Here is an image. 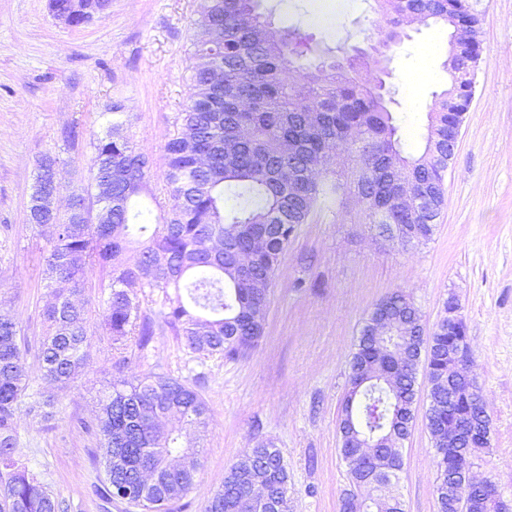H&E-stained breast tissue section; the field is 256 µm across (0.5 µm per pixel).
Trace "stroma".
I'll use <instances>...</instances> for the list:
<instances>
[{
	"instance_id": "1",
	"label": "stroma",
	"mask_w": 512,
	"mask_h": 512,
	"mask_svg": "<svg viewBox=\"0 0 512 512\" xmlns=\"http://www.w3.org/2000/svg\"><path fill=\"white\" fill-rule=\"evenodd\" d=\"M200 0H110L103 17L69 27L49 0H0V312L28 340L30 392L47 391L36 349L46 326L47 241L26 222L41 155L61 163L66 209L70 193L90 183L92 141L112 119L113 103L131 115L128 133L152 161L156 200L149 221L161 223L174 204L164 178L163 146L190 95L189 68ZM481 18L474 96L448 166L446 201L430 240L402 248L381 240L360 208L315 209L299 225L275 271L264 334L229 357L190 349L164 326L150 292H139L153 322L148 344L130 338L115 348L100 330L99 274L88 275L83 298L93 335L90 365L58 392L51 418L21 411L19 455L28 471L64 502V512H136L100 494L103 468L94 435L98 399L123 377L160 374L195 389L210 410L207 426L183 429V444L199 449L192 489L169 512H204L236 459L271 443L288 469L289 512H341L350 488L339 421L349 390L359 330L386 295L404 291L432 334L448 298L467 326V371L491 420L490 445L470 471L512 499V0H473ZM273 26L298 33L311 62L370 54L376 43L377 0H260ZM450 31L413 24L393 53L389 72L359 70L383 81L405 152L421 153L436 98L448 87ZM432 46L431 79L418 93L407 85L424 46ZM425 399L402 449L397 492L403 512H437V468L425 426Z\"/></svg>"
}]
</instances>
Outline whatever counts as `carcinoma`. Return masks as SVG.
Wrapping results in <instances>:
<instances>
[{"label": "carcinoma", "mask_w": 512, "mask_h": 512, "mask_svg": "<svg viewBox=\"0 0 512 512\" xmlns=\"http://www.w3.org/2000/svg\"><path fill=\"white\" fill-rule=\"evenodd\" d=\"M258 0H201L191 70V93L177 131L164 144L165 181L175 206L161 224L134 223L136 199L149 193L151 160L126 134L130 115L112 104V124L93 142L85 216L60 214L47 179L59 158L44 154L26 221L50 243L45 257L51 280L43 307L47 331L39 342L43 380L63 388L88 365L92 346L88 309L78 300L87 276L102 273L100 326L111 344L136 334L145 345L154 335L141 316L132 289L157 293L159 315L176 336L197 352L236 355L263 335L267 297L280 255L316 207H344L361 201L370 224H397L405 236L427 240L445 203L448 130L467 108L468 72L448 66V89L435 100L423 151L403 152L397 127L377 92L357 78L372 65L383 72L386 51L399 30L429 21L469 26L470 55L478 54L479 17L469 0H379L381 23L373 54L343 64L301 63L295 36L272 28L258 12ZM54 16L78 26L101 13L100 0H50ZM224 72V84L211 70ZM333 144L352 162L350 176L333 170ZM112 178V199L96 183ZM112 209L109 224L92 223L93 211ZM250 258V270L240 259ZM392 307L390 335L400 337L413 368L387 383L392 360L389 342L374 339L370 313L351 359V375L371 372L376 381L347 397L340 422L341 452L354 490L341 512H361L374 501L387 512H403L394 480L403 466L401 446L415 420L418 367L422 351L421 315L397 291L381 300ZM464 325L437 323L425 366L426 426L448 438V375ZM13 319L0 314V512H62V501L20 464L17 414L28 389L27 353ZM200 426L209 408L191 387L166 376L137 383L118 378L104 395L96 422L83 424L97 440L105 474L104 493L141 512H165L192 488L199 453L184 448L180 431L161 421ZM378 443L371 460L365 446ZM456 450H437L439 474L458 464ZM232 486L218 489L205 512H267L260 502L244 509L239 497L250 484H270L288 512V470L272 444L252 448L230 467ZM463 512H495L477 492L466 496Z\"/></svg>", "instance_id": "carcinoma-1"}]
</instances>
